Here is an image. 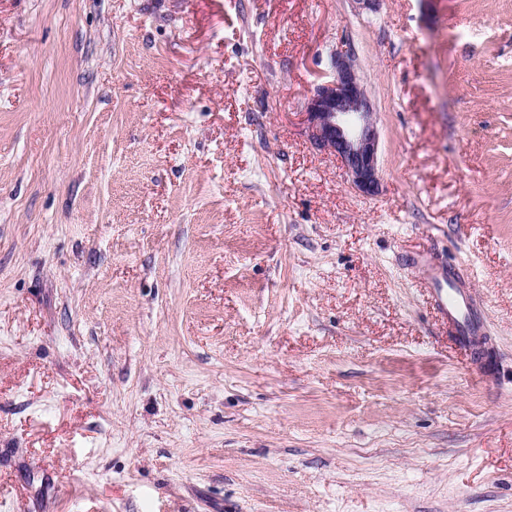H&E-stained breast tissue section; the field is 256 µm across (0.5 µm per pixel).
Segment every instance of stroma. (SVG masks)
<instances>
[{"label":"stroma","mask_w":512,"mask_h":512,"mask_svg":"<svg viewBox=\"0 0 512 512\" xmlns=\"http://www.w3.org/2000/svg\"><path fill=\"white\" fill-rule=\"evenodd\" d=\"M0 512H512V0H0ZM332 78L322 80L303 112L315 147L340 160L351 184L365 196L381 187L379 133L373 104L348 52L330 56ZM429 284L435 305L456 334L457 344L475 354L473 340L482 335V326L470 294L460 284L455 266L449 265L447 270L433 268L429 273Z\"/></svg>","instance_id":"obj_1"}]
</instances>
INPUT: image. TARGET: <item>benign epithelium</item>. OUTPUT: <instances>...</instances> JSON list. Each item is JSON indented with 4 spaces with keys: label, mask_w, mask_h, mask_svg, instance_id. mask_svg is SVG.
Wrapping results in <instances>:
<instances>
[{
    "label": "benign epithelium",
    "mask_w": 512,
    "mask_h": 512,
    "mask_svg": "<svg viewBox=\"0 0 512 512\" xmlns=\"http://www.w3.org/2000/svg\"><path fill=\"white\" fill-rule=\"evenodd\" d=\"M330 67L332 78L316 86L303 112L308 136L318 150L340 160L360 193L376 196L381 175L373 104L350 53H332Z\"/></svg>",
    "instance_id": "benign-epithelium-1"
}]
</instances>
